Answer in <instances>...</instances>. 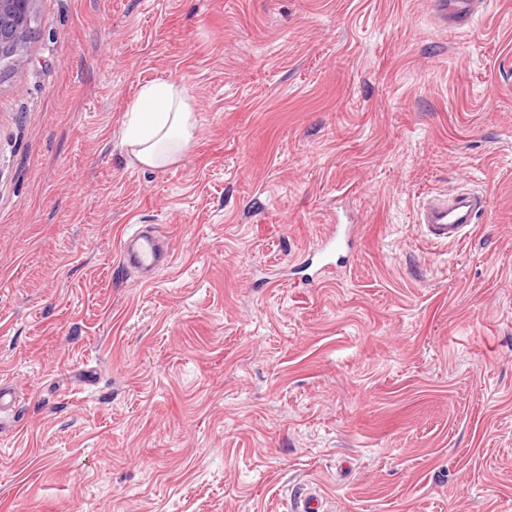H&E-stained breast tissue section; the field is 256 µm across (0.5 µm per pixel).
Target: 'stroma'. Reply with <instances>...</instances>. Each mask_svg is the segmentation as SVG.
<instances>
[{"label": "stroma", "instance_id": "35a3bbf8", "mask_svg": "<svg viewBox=\"0 0 512 512\" xmlns=\"http://www.w3.org/2000/svg\"><path fill=\"white\" fill-rule=\"evenodd\" d=\"M429 14L35 0L0 69V512H512V0ZM156 79L197 130L152 170L114 145ZM451 189L489 208L436 246ZM340 212L360 252L306 284ZM483 3L481 0H432L431 23L435 29H444L448 26L464 27ZM487 208L486 197L474 191H459L425 202L418 213L424 236L436 244L461 241ZM166 254L162 238L141 230L127 233L121 243L122 264L152 276L167 265Z\"/></svg>", "mask_w": 512, "mask_h": 512}]
</instances>
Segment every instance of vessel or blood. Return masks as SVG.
<instances>
[{"label": "vessel or blood", "mask_w": 512, "mask_h": 512, "mask_svg": "<svg viewBox=\"0 0 512 512\" xmlns=\"http://www.w3.org/2000/svg\"><path fill=\"white\" fill-rule=\"evenodd\" d=\"M480 4L481 0H431V23L437 29L466 26ZM486 208L483 194L459 191L425 202L418 213V222L428 241L447 245L465 238ZM352 247L349 228L333 225L321 245L325 267L342 263L345 252ZM120 258L123 265L152 276L168 262L163 239L139 230L126 234Z\"/></svg>", "instance_id": "1"}]
</instances>
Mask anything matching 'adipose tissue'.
<instances>
[{
    "instance_id": "ef3b65f1",
    "label": "adipose tissue",
    "mask_w": 512,
    "mask_h": 512,
    "mask_svg": "<svg viewBox=\"0 0 512 512\" xmlns=\"http://www.w3.org/2000/svg\"><path fill=\"white\" fill-rule=\"evenodd\" d=\"M197 127L184 84L154 80L142 86L129 108L120 147L140 166L159 169L178 161L192 145Z\"/></svg>"
}]
</instances>
